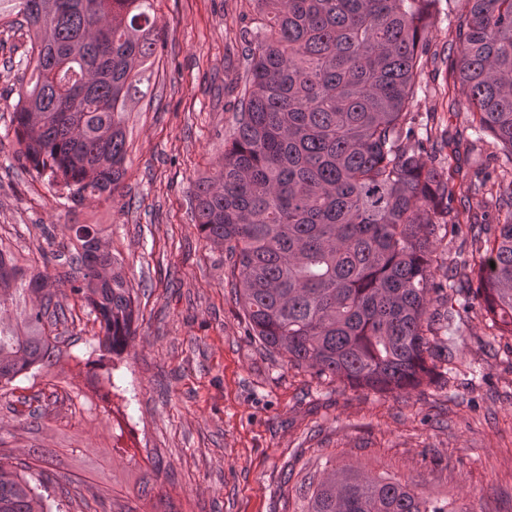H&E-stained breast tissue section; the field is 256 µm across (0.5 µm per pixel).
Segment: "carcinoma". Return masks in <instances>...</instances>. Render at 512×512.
I'll return each mask as SVG.
<instances>
[{
	"mask_svg": "<svg viewBox=\"0 0 512 512\" xmlns=\"http://www.w3.org/2000/svg\"><path fill=\"white\" fill-rule=\"evenodd\" d=\"M27 29L12 123L17 159L74 203L107 201L125 175V115L162 41L154 0H12ZM440 0H253L235 126L214 172L193 184L195 227L225 247L251 335L320 377L403 393L440 376L431 337L460 309L430 311L443 290L435 243L459 229L448 172L404 146L427 63L424 32ZM455 83L476 141L512 162V0H464ZM508 216L479 253L489 328L512 333V180L495 196ZM64 275L100 319V346L135 335L122 262L93 250L95 224ZM28 268L0 244V387L52 364L66 318L48 264ZM495 266H490V263ZM27 461L0 460V512H43ZM302 512H459L421 484L331 466L310 480Z\"/></svg>",
	"mask_w": 512,
	"mask_h": 512,
	"instance_id": "1",
	"label": "carcinoma"
}]
</instances>
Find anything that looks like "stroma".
<instances>
[{
    "label": "stroma",
    "mask_w": 512,
    "mask_h": 512,
    "mask_svg": "<svg viewBox=\"0 0 512 512\" xmlns=\"http://www.w3.org/2000/svg\"><path fill=\"white\" fill-rule=\"evenodd\" d=\"M155 9L165 48L127 116L119 194L80 206L13 157L29 38L0 25V241L38 268L43 252L69 242V225H100L133 288L136 330L122 354H101L95 313L57 287L68 320L49 333L62 353L0 389V456L54 450L30 479L45 512H159L165 502L173 512H301L302 486L328 462L421 481L462 512H512V335H490L482 300L461 338L437 344L484 367L485 383L462 370L400 395L356 388L292 367L250 335L224 249L194 226L192 183L217 167L235 125L226 87L243 76L252 0H155ZM439 9L413 107L430 134L422 156L491 183L501 155L490 142L471 146L466 108L451 103L463 5ZM452 208L472 221L437 241L438 262L473 291L477 275L463 266L504 215L487 194L455 195ZM34 395L45 415L32 423L19 399ZM146 474L153 491L141 498Z\"/></svg>",
    "instance_id": "obj_1"
}]
</instances>
